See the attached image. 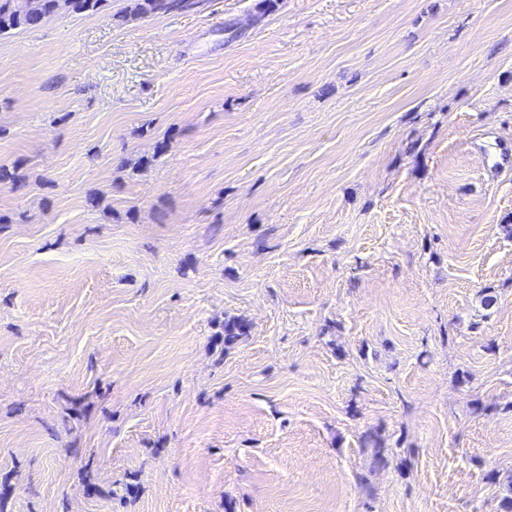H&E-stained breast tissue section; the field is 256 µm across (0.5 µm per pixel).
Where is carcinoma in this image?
<instances>
[{
	"label": "carcinoma",
	"mask_w": 512,
	"mask_h": 512,
	"mask_svg": "<svg viewBox=\"0 0 512 512\" xmlns=\"http://www.w3.org/2000/svg\"><path fill=\"white\" fill-rule=\"evenodd\" d=\"M107 0H0V36L35 28L55 13L65 10L75 14H96ZM132 12L150 17L183 10L190 0H134Z\"/></svg>",
	"instance_id": "1"
}]
</instances>
